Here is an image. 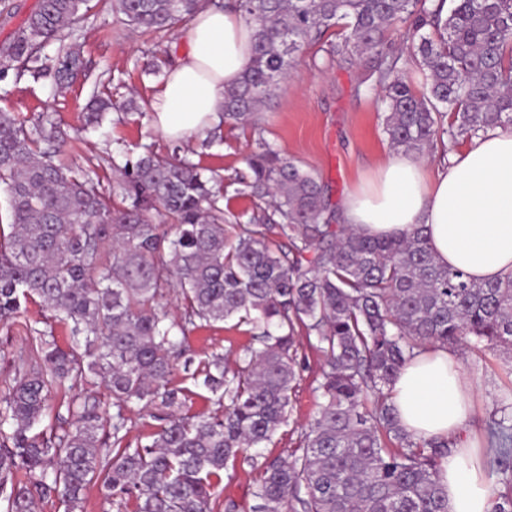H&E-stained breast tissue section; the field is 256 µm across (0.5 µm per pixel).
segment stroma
<instances>
[{
  "mask_svg": "<svg viewBox=\"0 0 512 512\" xmlns=\"http://www.w3.org/2000/svg\"><path fill=\"white\" fill-rule=\"evenodd\" d=\"M72 31V40L80 46L87 63L85 71L73 79L69 88L60 91L51 79L9 70L0 78V112L14 113L30 127L42 114L52 115L67 133L58 161L75 171L94 166L95 179L108 189L113 183L112 151L116 145L134 152L139 145L151 144L164 153L177 146L154 127L150 102L164 77L151 73L150 68L158 58L175 63L186 46L176 28L168 32L130 30L113 13L110 0H97L89 18L73 26ZM315 53L310 47L298 57L282 93L265 113L264 137L328 184L332 203L339 205L392 150L382 132L384 106L368 90L375 80L372 70L334 66L319 71L312 66ZM111 80L118 84L115 100L135 99L140 112L121 122L111 115L100 128L83 130L86 103L93 92L102 90ZM177 147L204 171L223 177L225 211L248 219L256 203L236 194L234 180L245 172L244 159L254 148L250 130L226 125L213 140L198 138ZM40 332L53 334L61 347L69 345L64 327L36 300L28 303L14 322L0 326V394L24 372L20 356L28 352ZM182 342L185 357L199 363L215 352L241 351L250 345L251 334L248 326L228 320L187 331ZM299 355L303 370L292 396L293 409L271 442L260 447L266 460L289 457L298 448L302 430L322 403L315 380L321 374L323 359L306 346L300 348ZM462 368L473 386L471 427L479 435L491 422L498 400L512 390V355L497 349L470 353L463 359ZM258 476V470L249 465H236L217 488L220 499L234 500L239 512H250V491Z\"/></svg>",
  "mask_w": 512,
  "mask_h": 512,
  "instance_id": "obj_1",
  "label": "stroma"
}]
</instances>
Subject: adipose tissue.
<instances>
[{
    "label": "adipose tissue",
    "mask_w": 512,
    "mask_h": 512,
    "mask_svg": "<svg viewBox=\"0 0 512 512\" xmlns=\"http://www.w3.org/2000/svg\"><path fill=\"white\" fill-rule=\"evenodd\" d=\"M189 50L171 67L150 110L167 140L205 135L219 121L225 87L235 84L252 54L251 29L231 7L199 12L181 31ZM348 224L371 237H399L423 227L437 262L492 282L512 274V127L448 154L427 158L392 154L342 203ZM404 429L417 440L452 439L439 480L448 512H490L480 452L468 428L472 388L452 350L420 349L392 385Z\"/></svg>",
    "instance_id": "adipose-tissue-1"
}]
</instances>
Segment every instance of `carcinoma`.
<instances>
[{
  "mask_svg": "<svg viewBox=\"0 0 512 512\" xmlns=\"http://www.w3.org/2000/svg\"><path fill=\"white\" fill-rule=\"evenodd\" d=\"M132 29L168 31L215 0H111ZM253 29V57L224 89V122L260 128L295 57L320 45L313 66L370 65L377 72L390 146L425 157L438 146L512 125V0H231ZM90 0H41L14 35L0 73L36 63L35 76L63 88L85 68L65 27ZM448 13H443V10ZM407 25L401 53L389 26ZM348 33L325 39L334 27ZM59 42L55 57L38 52ZM407 56L423 91L400 77ZM108 95L87 106L88 125L110 109ZM66 133L49 115L32 128L0 112V323L37 297L65 325L70 348L45 334L31 362L0 395V512H34L55 500L82 512L87 488L101 485L117 512H215L220 472L254 461L251 450L287 422L302 363L300 338L323 358L316 390L325 402L297 451L264 462L251 512H448L438 480L452 440L415 441L392 401L398 372L427 345L512 352V275L478 283L440 266L420 228L372 238L343 223L329 187L264 137L245 158L237 193L268 203L232 224L221 195L198 165L146 147L119 168L112 192L56 156ZM183 321H168L160 300L171 287ZM232 317L261 348L234 367L214 355L195 370L197 387L224 414L183 411L193 391L170 385L181 333ZM103 382L114 413L79 386ZM67 396L73 423L39 429L51 397ZM153 408L147 440L126 442V410ZM481 438L495 477L492 512H512V392ZM24 477H18L19 473Z\"/></svg>",
  "mask_w": 512,
  "mask_h": 512,
  "instance_id": "obj_1",
  "label": "carcinoma"
}]
</instances>
